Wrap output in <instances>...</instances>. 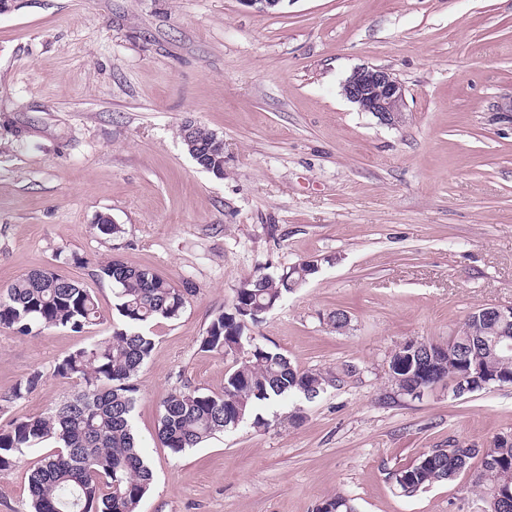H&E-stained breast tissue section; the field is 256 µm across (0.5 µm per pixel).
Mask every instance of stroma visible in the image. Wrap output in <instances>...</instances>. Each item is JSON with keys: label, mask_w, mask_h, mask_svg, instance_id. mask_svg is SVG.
Segmentation results:
<instances>
[{"label": "stroma", "mask_w": 512, "mask_h": 512, "mask_svg": "<svg viewBox=\"0 0 512 512\" xmlns=\"http://www.w3.org/2000/svg\"><path fill=\"white\" fill-rule=\"evenodd\" d=\"M405 87V120L380 124L341 93L358 67ZM512 0H13L0 13V288L35 268L81 282L105 319L82 333L0 329V428L77 393L65 355L111 335L100 262L147 266L188 289L153 325L134 426L154 480L137 512H475L470 471L404 495L396 470L457 442L512 434V385L422 399L386 374L409 339L447 343L468 314L512 304ZM224 139L200 169L184 120ZM121 225L100 234V217ZM305 260L318 271L251 329L301 369L338 376L312 401L260 408L203 445L156 441L161 400L220 394L231 359L200 349L239 282ZM345 311L349 324L334 328ZM39 372L43 384L11 401ZM303 422H295L296 413ZM0 471V512H28L30 468Z\"/></svg>", "instance_id": "35a3bbf8"}]
</instances>
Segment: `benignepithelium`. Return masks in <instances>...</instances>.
<instances>
[{
	"instance_id": "benign-epithelium-1",
	"label": "benign epithelium",
	"mask_w": 512,
	"mask_h": 512,
	"mask_svg": "<svg viewBox=\"0 0 512 512\" xmlns=\"http://www.w3.org/2000/svg\"><path fill=\"white\" fill-rule=\"evenodd\" d=\"M256 13H273L279 10L286 0H240ZM342 93L346 99L356 104L360 111L367 112L381 124L397 126L405 119V88L402 82L389 69L379 66L358 67L342 83ZM483 324L474 333L479 342L490 353L512 358V305H491L481 308L476 315ZM396 391L410 397H424L433 389L425 384L411 389L405 386L403 378L393 379Z\"/></svg>"
}]
</instances>
